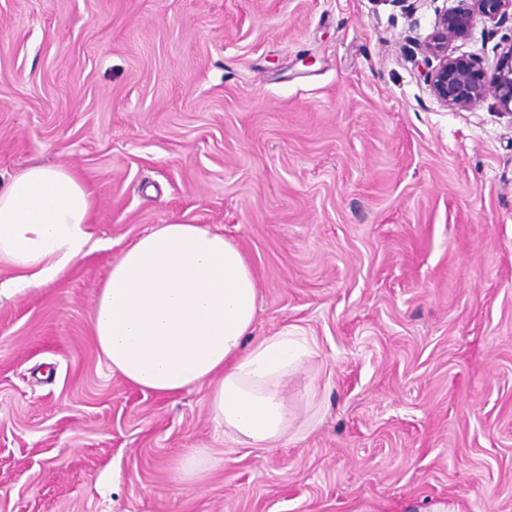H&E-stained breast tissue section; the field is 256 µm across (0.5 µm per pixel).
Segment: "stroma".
<instances>
[{
  "label": "stroma",
  "instance_id": "obj_1",
  "mask_svg": "<svg viewBox=\"0 0 512 512\" xmlns=\"http://www.w3.org/2000/svg\"><path fill=\"white\" fill-rule=\"evenodd\" d=\"M435 9L0 0V185L71 168L99 242L0 301V512H512V117L431 95ZM171 223L245 253L253 337L308 341L277 447L99 353L113 260Z\"/></svg>",
  "mask_w": 512,
  "mask_h": 512
}]
</instances>
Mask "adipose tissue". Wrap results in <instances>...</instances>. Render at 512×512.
<instances>
[{
	"instance_id": "adipose-tissue-1",
	"label": "adipose tissue",
	"mask_w": 512,
	"mask_h": 512,
	"mask_svg": "<svg viewBox=\"0 0 512 512\" xmlns=\"http://www.w3.org/2000/svg\"><path fill=\"white\" fill-rule=\"evenodd\" d=\"M93 193L60 166L36 165L0 188V297L59 280L96 243ZM258 286L242 250L199 224H159L129 242L98 291L92 330L113 372L146 391L206 387L233 441L272 448L287 433L283 395L307 342L251 339Z\"/></svg>"
}]
</instances>
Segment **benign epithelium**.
<instances>
[{
    "label": "benign epithelium",
    "instance_id": "benign-epithelium-1",
    "mask_svg": "<svg viewBox=\"0 0 512 512\" xmlns=\"http://www.w3.org/2000/svg\"><path fill=\"white\" fill-rule=\"evenodd\" d=\"M490 22L494 33L512 23V0H459L452 9L437 11L433 30L423 39L407 38L412 57H421L424 79L444 106L468 109L491 99L512 117V26L502 34L504 44L497 62L484 66L474 57L455 56L451 45L467 38L476 19Z\"/></svg>",
    "mask_w": 512,
    "mask_h": 512
}]
</instances>
